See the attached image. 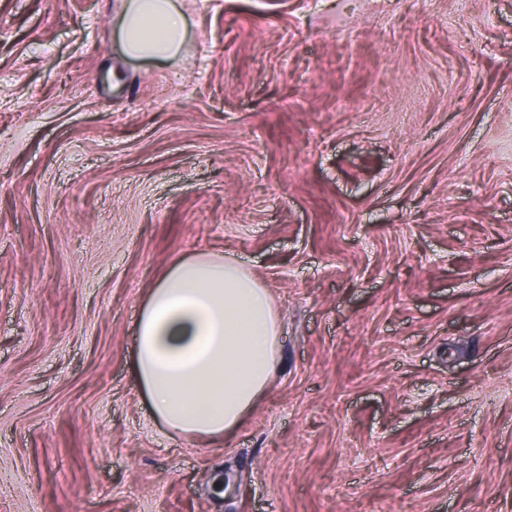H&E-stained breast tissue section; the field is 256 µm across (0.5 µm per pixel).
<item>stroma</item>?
I'll list each match as a JSON object with an SVG mask.
<instances>
[{
    "label": "stroma",
    "mask_w": 512,
    "mask_h": 512,
    "mask_svg": "<svg viewBox=\"0 0 512 512\" xmlns=\"http://www.w3.org/2000/svg\"><path fill=\"white\" fill-rule=\"evenodd\" d=\"M175 2L0 0V512H512V0ZM200 251L279 326L219 441L132 374ZM118 35L131 58L170 60L183 50L184 20L171 0H124Z\"/></svg>",
    "instance_id": "obj_1"
}]
</instances>
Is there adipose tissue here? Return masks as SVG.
Wrapping results in <instances>:
<instances>
[{
  "mask_svg": "<svg viewBox=\"0 0 512 512\" xmlns=\"http://www.w3.org/2000/svg\"><path fill=\"white\" fill-rule=\"evenodd\" d=\"M123 51L177 58L184 20L172 0H123ZM278 323L267 288L240 262L199 252L175 260L136 321L133 376L152 418L189 438L233 433L265 394Z\"/></svg>",
  "mask_w": 512,
  "mask_h": 512,
  "instance_id": "1",
  "label": "adipose tissue"
}]
</instances>
